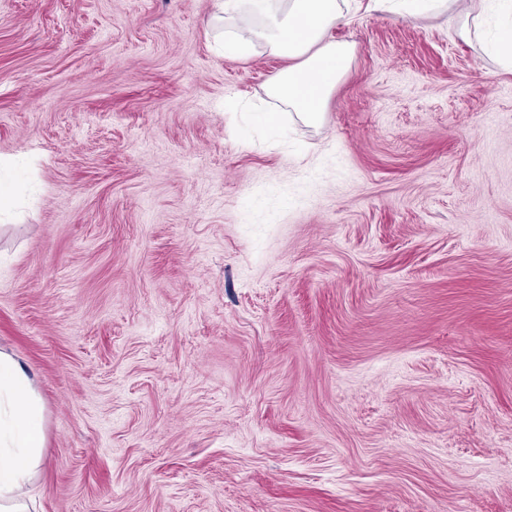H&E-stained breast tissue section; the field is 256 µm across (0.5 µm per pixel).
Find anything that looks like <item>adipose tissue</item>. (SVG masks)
Segmentation results:
<instances>
[{"label": "adipose tissue", "instance_id": "adipose-tissue-1", "mask_svg": "<svg viewBox=\"0 0 512 512\" xmlns=\"http://www.w3.org/2000/svg\"><path fill=\"white\" fill-rule=\"evenodd\" d=\"M218 17L241 22L224 38V51L248 55L255 42L288 58L268 89L303 121L319 124L327 99L350 59L332 27L347 20L338 0H219ZM42 399L24 365L0 350V512H32L28 487L43 458Z\"/></svg>", "mask_w": 512, "mask_h": 512}]
</instances>
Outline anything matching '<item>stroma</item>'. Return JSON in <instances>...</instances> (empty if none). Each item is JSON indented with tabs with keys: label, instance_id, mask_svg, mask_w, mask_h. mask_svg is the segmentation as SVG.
<instances>
[{
	"label": "stroma",
	"instance_id": "obj_1",
	"mask_svg": "<svg viewBox=\"0 0 512 512\" xmlns=\"http://www.w3.org/2000/svg\"><path fill=\"white\" fill-rule=\"evenodd\" d=\"M347 2L312 126L216 0H0L37 512H512V72Z\"/></svg>",
	"mask_w": 512,
	"mask_h": 512
}]
</instances>
